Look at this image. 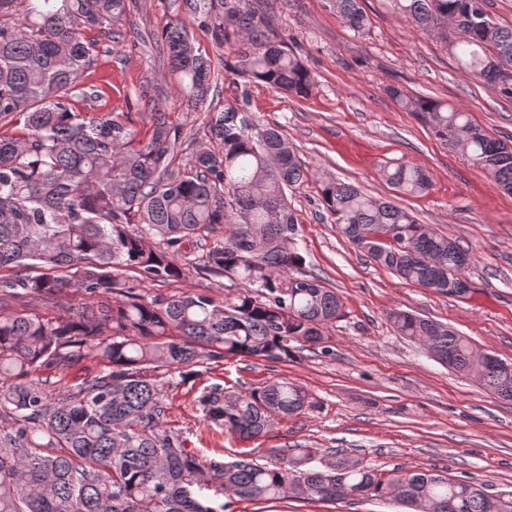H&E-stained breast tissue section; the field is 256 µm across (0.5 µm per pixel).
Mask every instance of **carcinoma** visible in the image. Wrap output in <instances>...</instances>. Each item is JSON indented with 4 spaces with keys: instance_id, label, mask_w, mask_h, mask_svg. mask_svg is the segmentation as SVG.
<instances>
[{
    "instance_id": "obj_1",
    "label": "carcinoma",
    "mask_w": 512,
    "mask_h": 512,
    "mask_svg": "<svg viewBox=\"0 0 512 512\" xmlns=\"http://www.w3.org/2000/svg\"><path fill=\"white\" fill-rule=\"evenodd\" d=\"M423 30L453 23L463 71L512 96L490 61L512 70V28L485 23V0H393ZM350 28L369 31L362 0H330ZM134 0H36L19 22L0 24V512H224L197 493L240 500L334 502L390 499L412 512H512L477 481L420 469L378 472L328 451H278L276 461H208L163 429L165 377L231 357L282 363L304 350L331 352L328 327L344 316L335 291L301 272L306 259L288 191L313 181L338 233L407 283L455 296L470 284L473 254L398 204L305 168L281 130L246 113L248 90L208 113L214 148L182 155L181 131L158 104L150 135L124 113L88 115L72 94L90 64L94 28L112 29ZM199 26L215 42L236 36L238 74L292 97L315 79L269 25L265 0H206ZM178 97L194 110L213 87L210 65L180 24L164 35ZM389 93L438 140L490 172L512 193V148L446 100ZM396 192L421 196L430 175L412 162L384 163ZM224 277L236 292L144 295L130 282L167 283L186 268ZM37 268L40 274L29 271ZM82 306L52 315L10 307L20 295ZM398 336L442 365L512 401V361L478 353L454 328L394 309ZM100 369L65 392L51 377L86 357ZM211 423L243 439L314 406L278 377L246 393L212 387L199 399Z\"/></svg>"
}]
</instances>
